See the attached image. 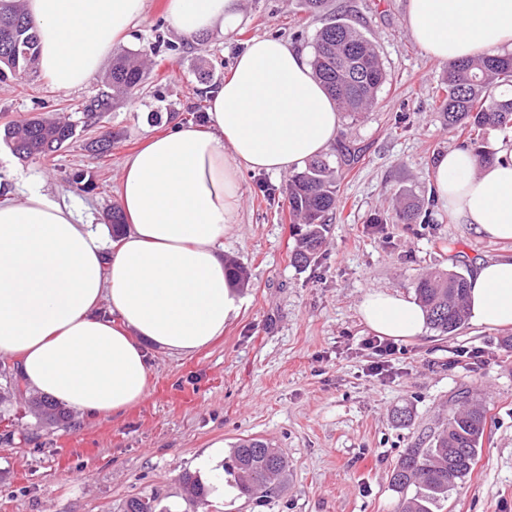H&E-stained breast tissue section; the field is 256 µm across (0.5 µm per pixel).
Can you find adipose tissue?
<instances>
[{
    "label": "adipose tissue",
    "instance_id": "adipose-tissue-1",
    "mask_svg": "<svg viewBox=\"0 0 512 512\" xmlns=\"http://www.w3.org/2000/svg\"><path fill=\"white\" fill-rule=\"evenodd\" d=\"M39 37V69L58 89L103 67L145 0H25ZM241 0H169L170 27L188 40L230 32ZM411 38L447 65L512 48V0H408ZM205 126L148 139L125 163L115 244L29 182L0 180V356L16 359L34 391L84 414L117 415L144 398L151 353L191 354L224 334L247 298L230 278L224 237L239 222L243 172L279 174L324 154L340 114L306 57L287 42L252 39L209 88ZM432 198L450 223L512 240V150L479 164L473 151L437 157ZM472 320L512 327V255L478 262ZM362 321L390 338L422 335L421 307L375 289Z\"/></svg>",
    "mask_w": 512,
    "mask_h": 512
}]
</instances>
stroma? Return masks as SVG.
<instances>
[{
  "instance_id": "stroma-1",
  "label": "stroma",
  "mask_w": 512,
  "mask_h": 512,
  "mask_svg": "<svg viewBox=\"0 0 512 512\" xmlns=\"http://www.w3.org/2000/svg\"><path fill=\"white\" fill-rule=\"evenodd\" d=\"M167 4L146 0L123 44L144 53V83L95 124L81 125L77 106L103 88V74L71 90L38 71L0 81V126L36 117L78 125L76 142L52 161L19 160L0 143V179L21 186L42 178L102 225L126 158L174 123L204 125L194 107L252 38L275 37L309 56L329 14L360 20L388 79L370 112L341 118V141L362 157L339 175L336 216L309 265L290 260L288 175L243 173L240 222L224 238V255L247 269L248 303L223 337L189 355L153 353L146 397L115 416L76 412L69 427L55 428L35 417L28 396L0 401V512H123L128 499L150 496L160 512H397L394 463L447 418L462 392L482 405L487 428L472 473L442 512H512V328L468 321L448 336L426 329L399 340L380 375L363 344L371 331L359 305L370 289L411 297L425 271L466 275L478 261L512 253V242L482 238L433 207V163L466 139L437 114L445 68L411 38L407 0H328L323 15L304 0H242L235 31L193 41L169 26ZM108 132L118 136L110 156L88 150ZM76 171L92 190L70 184ZM404 202L430 209L432 224L399 221ZM375 216L382 225L372 224ZM402 407L411 412L405 423L393 416ZM249 438L288 460L275 494L263 502L239 494L221 505L186 500L180 477L197 458Z\"/></svg>"
}]
</instances>
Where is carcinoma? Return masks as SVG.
I'll use <instances>...</instances> for the list:
<instances>
[{
	"label": "carcinoma",
	"mask_w": 512,
	"mask_h": 512,
	"mask_svg": "<svg viewBox=\"0 0 512 512\" xmlns=\"http://www.w3.org/2000/svg\"><path fill=\"white\" fill-rule=\"evenodd\" d=\"M38 36L32 21L14 5L0 7V80L18 79L36 69ZM311 65L342 112L357 117L377 102L378 92L387 80V71L374 44L344 17L332 18L317 32ZM144 68L140 54L126 52L112 61L105 83L84 104L85 123L97 121L119 97L134 93L142 84ZM438 112L444 126L467 134L478 161H494L485 150L483 134L490 128L512 130V53L479 56L454 63L442 78ZM77 125L32 119L8 123L0 134L12 154L24 161L30 158L53 160L76 138ZM359 150L340 142L332 154L308 161L288 183V210L297 225L296 246L291 261L307 265L322 247L336 209L341 166L360 161ZM406 224H430L431 215L412 204L400 209ZM418 302L428 324L441 335L455 333L468 316V283L458 272L431 270L414 283ZM37 418L49 425H66L69 412L47 397L31 399ZM485 410L470 407L452 411L448 419L426 435L424 448H406L391 475L393 489L401 494L399 512H436L448 500L449 492L471 473L485 433ZM287 468L282 453L258 438L242 440L232 449L227 472L235 476L241 492L255 499L269 497L280 484ZM186 494L201 502L207 487L194 475H182ZM125 512H156L155 498L133 497Z\"/></svg>",
	"instance_id": "carcinoma-1"
}]
</instances>
